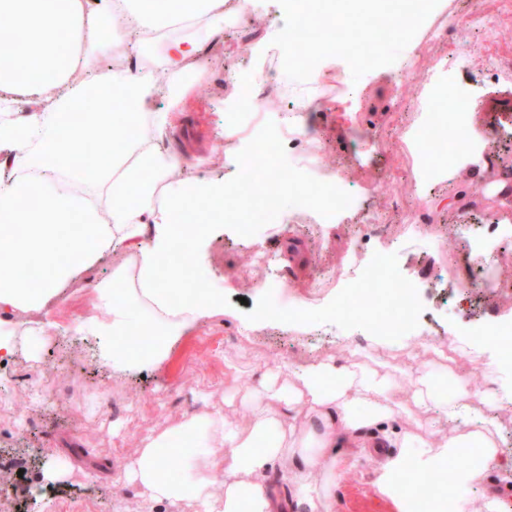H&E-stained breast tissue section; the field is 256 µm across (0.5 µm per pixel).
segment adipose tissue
I'll list each match as a JSON object with an SVG mask.
<instances>
[{
  "instance_id": "adipose-tissue-1",
  "label": "adipose tissue",
  "mask_w": 512,
  "mask_h": 512,
  "mask_svg": "<svg viewBox=\"0 0 512 512\" xmlns=\"http://www.w3.org/2000/svg\"><path fill=\"white\" fill-rule=\"evenodd\" d=\"M0 15L11 20L0 37V106L43 97L52 103L20 123L0 117V314L45 312L83 270L112 251L131 250L133 266L118 275L123 289L96 284L93 311L74 330L95 339V361L113 377L161 367L183 336L224 312L223 291L193 278L173 294L167 283L210 226L223 222L228 189L173 179L182 161L157 143L171 121L169 113L148 111L159 92L152 72L118 77L96 62L116 38L150 41L180 19L220 30L224 0H103L97 13L86 12L82 0H0ZM77 71L82 80H73ZM148 113L152 140L138 134ZM87 138L99 154L81 164L75 146ZM82 182L106 185L108 215L74 192ZM184 213L201 218L189 235L172 226ZM395 389L388 374L332 361L289 367L284 381L267 373L247 421L219 410L189 413L143 438L122 480L152 506L186 500L193 512H335L332 489L364 453L362 433L376 428L389 445L418 449L424 470L475 457L469 468L412 494L401 456L385 454L375 483L400 512H435L441 504L447 512H501L486 478L493 469L512 471V454L491 411L512 402V388H498L491 377L479 393L461 385L448 394L426 372L413 381L407 404L394 401ZM413 413L414 427H397V417ZM175 456L183 468L173 475ZM280 472L291 498L272 489ZM467 484L481 486L480 496H467Z\"/></svg>"
}]
</instances>
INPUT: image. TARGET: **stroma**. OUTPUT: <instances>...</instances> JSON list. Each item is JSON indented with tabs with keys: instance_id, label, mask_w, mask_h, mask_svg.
I'll return each mask as SVG.
<instances>
[{
	"instance_id": "stroma-1",
	"label": "stroma",
	"mask_w": 512,
	"mask_h": 512,
	"mask_svg": "<svg viewBox=\"0 0 512 512\" xmlns=\"http://www.w3.org/2000/svg\"><path fill=\"white\" fill-rule=\"evenodd\" d=\"M498 12V0H427V19L401 37L358 55L350 47L360 29L351 20L341 52L317 56L311 65L293 60L294 46L284 33L298 17L287 0H250L247 10L225 23L202 47L189 72L175 78L177 95L156 96V111L184 110L183 125L160 143L162 150L192 161L178 178L250 180V194L264 195L274 167L287 166L294 179L316 167L336 171L353 211L328 224L281 225L246 230L224 222L191 256L190 275L224 291V313L194 330L170 351L162 367L147 368L123 379L93 361L92 343L73 336L69 327L93 307V283L112 279L130 254L115 251L78 275L69 300L50 318L33 311L10 313L21 327L38 335L19 341L15 356L0 362V512H145L133 485L114 479L136 443L169 428L187 413L203 408L249 410L242 397L261 374L283 364L329 359L345 365L354 347L387 361L399 383L433 372L447 380L464 376L473 391L483 390L481 371L487 354L465 349L452 367L422 349L424 339L458 344L475 330L512 323V264L493 266L498 288H463L451 268L456 258L477 251L512 256V197L501 195L504 181L493 180L474 164L455 165L449 180H419L401 163L399 139L412 136L437 112L438 87L452 88L472 102L470 125L482 138L486 154L512 168V19L500 20L497 37H488L481 16ZM469 19L464 38L445 43L429 34L448 18ZM278 57L281 70L269 75ZM275 78L279 93H267L256 115L243 117L242 135L225 142L228 112L251 87ZM342 82L339 99L329 93ZM314 97L305 113L306 135L281 139L254 174L243 162L256 157L253 138L278 129L285 112L296 111L301 95ZM394 171L390 193L404 194V209L391 207L390 194L371 191L384 172ZM360 243L367 257L388 252L397 272L418 290L409 325L390 345L375 342L367 326L335 319L327 307L339 288L329 278ZM288 284L281 297L289 310L309 307L314 317L254 320L269 300V285L279 277ZM233 378H225L228 365ZM377 457L363 458L332 493L335 512H398L375 487ZM59 479L48 480L52 469Z\"/></svg>"
}]
</instances>
